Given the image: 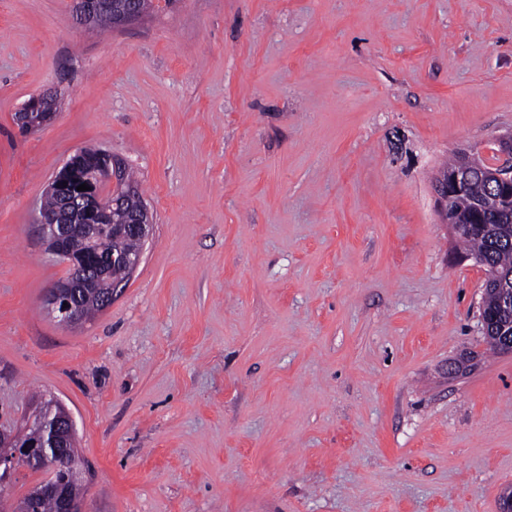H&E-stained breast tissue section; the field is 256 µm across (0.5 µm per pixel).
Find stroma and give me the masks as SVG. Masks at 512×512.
<instances>
[{
  "instance_id": "obj_1",
  "label": "stroma",
  "mask_w": 512,
  "mask_h": 512,
  "mask_svg": "<svg viewBox=\"0 0 512 512\" xmlns=\"http://www.w3.org/2000/svg\"><path fill=\"white\" fill-rule=\"evenodd\" d=\"M511 131L512 0H0V425L71 412L86 512H498L512 353L431 182ZM82 148L154 227L69 328L41 206ZM108 9L107 0H78L76 19L83 26H90L94 19ZM45 98L35 96L28 100L18 112L16 124L22 133L38 130L52 121L56 113L39 112Z\"/></svg>"
}]
</instances>
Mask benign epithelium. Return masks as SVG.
Segmentation results:
<instances>
[{
  "mask_svg": "<svg viewBox=\"0 0 512 512\" xmlns=\"http://www.w3.org/2000/svg\"><path fill=\"white\" fill-rule=\"evenodd\" d=\"M108 9L107 0H77L76 19L83 26H90L94 19ZM45 98L36 96L28 100L17 115V126L23 133L38 130L52 121L54 114L40 111ZM495 152L504 156V161L486 174V184L497 202L498 214L512 217V134L495 140ZM478 160L467 152L461 153L456 167L438 175L433 183V193L438 215L444 224L451 226L456 235L468 231L485 220V202H475L467 215L454 208L456 198L464 194L469 186L470 173ZM74 166L67 160L61 174L52 179L48 192L63 199L65 214H42V237L46 249L72 270L71 276L55 283L46 293L45 308L60 322L79 326L83 318L79 309V298L86 284L94 281L102 285L124 277L130 278L136 271L141 255L134 257L124 253L102 256L89 248V239L98 231L110 230L117 235H131L140 241L148 240L152 224L146 218L145 206L134 195V189L125 187L124 165L112 160V166L78 177L72 176ZM89 186L79 191L81 184ZM94 198L99 205L127 207V219L122 224H96L91 221L92 211L84 208V201ZM86 225L83 242H78L74 233L75 222ZM68 307H63V304ZM49 411H57L53 427L52 455L42 442L22 444L13 434L0 432V484L6 485L20 467L39 468L54 475L73 458L76 441V423L71 414L58 401L48 402ZM43 491L54 496L58 512H83V498L72 493L67 482L52 481Z\"/></svg>",
  "mask_w": 512,
  "mask_h": 512,
  "instance_id": "benign-epithelium-1",
  "label": "benign epithelium"
}]
</instances>
